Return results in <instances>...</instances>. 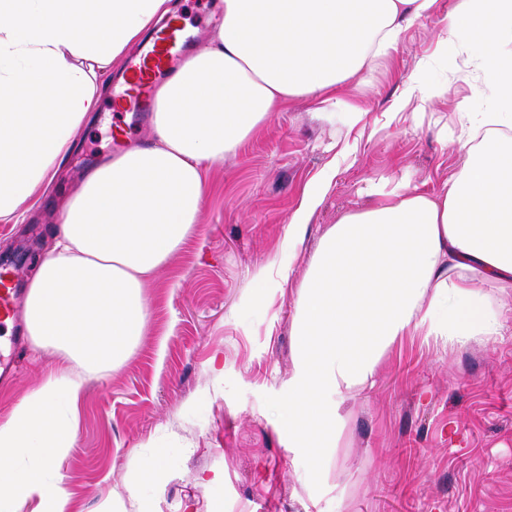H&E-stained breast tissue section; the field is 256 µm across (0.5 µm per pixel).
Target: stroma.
I'll return each instance as SVG.
<instances>
[{"mask_svg":"<svg viewBox=\"0 0 512 512\" xmlns=\"http://www.w3.org/2000/svg\"><path fill=\"white\" fill-rule=\"evenodd\" d=\"M458 3L440 0L329 97L281 105L210 168L196 232L146 290L144 335L122 364L84 382L62 464L74 512H96L108 496L126 512H512V294L495 341L451 351L419 336L395 344L373 385L346 400V426L322 468L289 449L278 424L294 365L295 283L321 236L379 186L408 176L440 189L459 166L463 114L486 107L481 84L459 69L456 35L439 41ZM414 76L441 95L408 96ZM118 85L102 99L108 125L79 132L29 220L0 223V256L18 255L23 278L46 259L58 203L80 184L67 174L72 162L117 155V125L125 145L151 139L150 127L115 111ZM330 168L336 179L297 247L292 283L274 276L256 294L255 270L282 253L292 213ZM20 334L13 326L0 346L18 365L0 382V420L59 359ZM157 448L167 468L149 478L141 466Z\"/></svg>","mask_w":512,"mask_h":512,"instance_id":"stroma-1","label":"stroma"}]
</instances>
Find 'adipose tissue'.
Instances as JSON below:
<instances>
[{"mask_svg":"<svg viewBox=\"0 0 512 512\" xmlns=\"http://www.w3.org/2000/svg\"><path fill=\"white\" fill-rule=\"evenodd\" d=\"M438 0H222L209 44L158 89L153 142L96 167L64 198L48 258L27 285L23 333L65 362L0 422V512L35 502L70 512L59 465L78 433L83 383L121 363L148 320L145 290L196 231L205 175L281 103L320 96L370 68ZM171 0H0V219L23 222L104 85ZM446 31L464 72L484 76L486 111L462 126L458 171L428 194L412 179L377 189L320 239L298 284L288 405L292 448L314 462L335 447L346 397L372 383L392 346L422 336L454 349L501 335L505 304L481 284H512V0H461ZM493 45L490 55L480 45ZM306 192L284 232L287 254L258 269L288 281L293 249L332 186Z\"/></svg>","mask_w":512,"mask_h":512,"instance_id":"obj_1","label":"adipose tissue"}]
</instances>
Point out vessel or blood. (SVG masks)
Segmentation results:
<instances>
[{"label": "vessel or blood", "mask_w": 512, "mask_h": 512, "mask_svg": "<svg viewBox=\"0 0 512 512\" xmlns=\"http://www.w3.org/2000/svg\"><path fill=\"white\" fill-rule=\"evenodd\" d=\"M193 34L186 26L171 23L165 30L156 32L142 52L133 57L127 66L131 78L128 89L121 97L123 111L145 113V101L155 86L168 77L187 50ZM18 269H0V316L17 319L22 296L13 284Z\"/></svg>", "instance_id": "b4317fda"}]
</instances>
